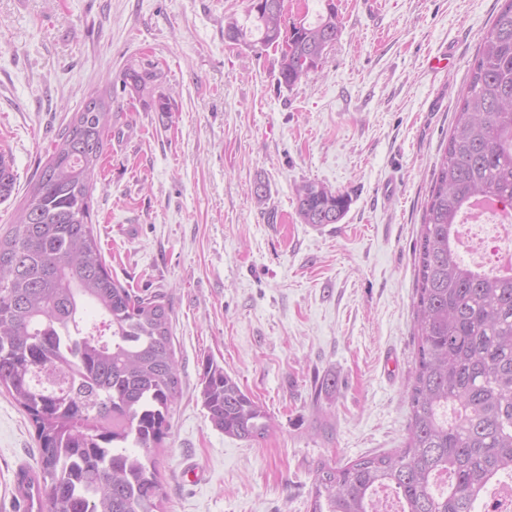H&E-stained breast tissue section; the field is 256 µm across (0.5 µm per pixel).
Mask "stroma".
Here are the masks:
<instances>
[{"instance_id":"obj_1","label":"stroma","mask_w":512,"mask_h":512,"mask_svg":"<svg viewBox=\"0 0 512 512\" xmlns=\"http://www.w3.org/2000/svg\"><path fill=\"white\" fill-rule=\"evenodd\" d=\"M502 2L335 0L339 38L288 89L279 50L224 37L247 0H0V152L17 174L0 234L83 101L110 93L118 113L93 223L113 277L172 309L180 394L154 454L168 512H309L320 462L404 447L414 246ZM447 48L453 67L432 70ZM142 59L161 68L171 111L122 93L120 73ZM307 181L348 195L339 223L299 219ZM208 357L268 411L264 440L213 427L197 399ZM22 463L39 464L35 431L0 390V512H14ZM190 463L203 480L182 479Z\"/></svg>"}]
</instances>
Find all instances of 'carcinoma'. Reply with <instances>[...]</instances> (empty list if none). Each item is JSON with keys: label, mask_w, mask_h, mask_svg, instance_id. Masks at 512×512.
I'll return each mask as SVG.
<instances>
[{"label": "carcinoma", "mask_w": 512, "mask_h": 512, "mask_svg": "<svg viewBox=\"0 0 512 512\" xmlns=\"http://www.w3.org/2000/svg\"><path fill=\"white\" fill-rule=\"evenodd\" d=\"M312 22H288L278 0H248L250 24L224 35L280 52L278 83L309 81L338 39L334 0ZM162 73L128 66L122 92L157 112ZM112 131V97L91 95L47 150L22 213L0 237V388L26 413L39 448L46 512H166L153 450L168 434L179 395L171 308L112 277L92 223L96 168ZM0 153V201L14 190ZM512 212V0L482 39L448 141L434 172L418 244L417 349L405 447L351 463H322L310 512H375L392 490L401 512H480L512 472V269L475 268L454 233L471 203ZM305 224H337L347 195L316 182L296 190ZM97 308L88 318L85 305ZM199 398L225 435L259 442L272 430L264 407L211 358Z\"/></svg>", "instance_id": "carcinoma-1"}]
</instances>
